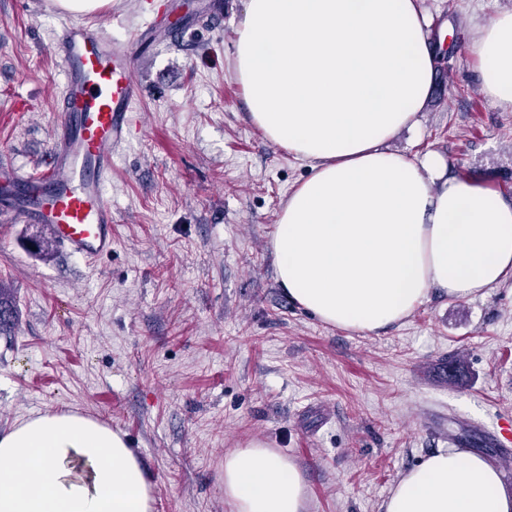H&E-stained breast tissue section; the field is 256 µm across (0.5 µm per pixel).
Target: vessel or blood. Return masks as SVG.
I'll list each match as a JSON object with an SVG mask.
<instances>
[{
  "label": "vessel or blood",
  "mask_w": 512,
  "mask_h": 512,
  "mask_svg": "<svg viewBox=\"0 0 512 512\" xmlns=\"http://www.w3.org/2000/svg\"><path fill=\"white\" fill-rule=\"evenodd\" d=\"M180 20L178 5L167 0L124 41L112 37L99 20L65 24L55 39L65 94L52 132L49 165L34 177L0 167V184L12 191L14 218L46 226L63 251L85 263L112 252L115 219L107 186L115 156L138 128L133 106L144 87L134 75L130 46L174 37ZM480 442L512 447V421L452 439L458 448Z\"/></svg>",
  "instance_id": "vessel-or-blood-1"
}]
</instances>
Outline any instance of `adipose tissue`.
<instances>
[{
    "mask_svg": "<svg viewBox=\"0 0 512 512\" xmlns=\"http://www.w3.org/2000/svg\"><path fill=\"white\" fill-rule=\"evenodd\" d=\"M420 0H244L229 53L248 121L308 177L271 241L277 280L340 328L400 323L432 294L473 299L512 281V201L445 158L390 149L415 128L438 63ZM467 49L485 94L512 112V11ZM125 437L48 411L0 432V512H152ZM229 512H307L296 462L255 439L224 457ZM382 512H512L499 471L438 451L406 472Z\"/></svg>",
    "mask_w": 512,
    "mask_h": 512,
    "instance_id": "ef3b65f1",
    "label": "adipose tissue"
}]
</instances>
